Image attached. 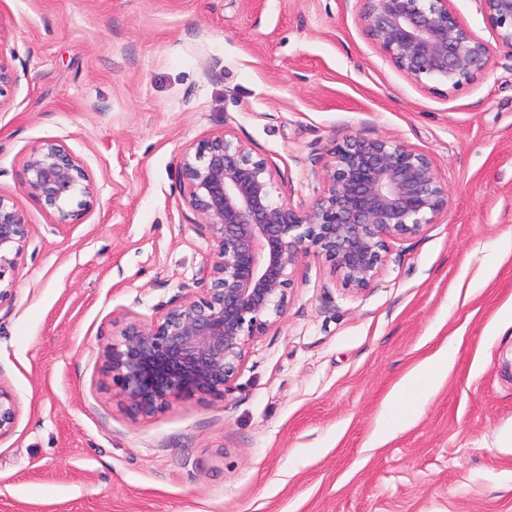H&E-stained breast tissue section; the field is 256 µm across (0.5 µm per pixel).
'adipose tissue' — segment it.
<instances>
[{"instance_id":"ef3b65f1","label":"adipose tissue","mask_w":512,"mask_h":512,"mask_svg":"<svg viewBox=\"0 0 512 512\" xmlns=\"http://www.w3.org/2000/svg\"><path fill=\"white\" fill-rule=\"evenodd\" d=\"M451 353L440 349L418 366L394 390L380 429L388 433L416 418L437 384L447 375Z\"/></svg>"}]
</instances>
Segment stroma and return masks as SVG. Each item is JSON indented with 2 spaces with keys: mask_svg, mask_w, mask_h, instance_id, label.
Here are the masks:
<instances>
[{
  "mask_svg": "<svg viewBox=\"0 0 512 512\" xmlns=\"http://www.w3.org/2000/svg\"><path fill=\"white\" fill-rule=\"evenodd\" d=\"M488 71L421 85L366 35L359 0H0V197L32 226L0 299V512H512V46L478 0ZM232 130L308 205L336 144L391 136L432 159L448 207L391 243L374 287L304 259L288 311L228 391L135 413L107 351L196 288L207 238L182 154ZM96 202L60 220L22 188L46 141ZM422 413L377 434L395 386L444 345ZM20 405L10 389L0 384V439L10 436L19 421Z\"/></svg>",
  "mask_w": 512,
  "mask_h": 512,
  "instance_id": "stroma-1",
  "label": "stroma"
}]
</instances>
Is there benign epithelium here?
I'll list each match as a JSON object with an SVG mask.
<instances>
[{
	"label": "benign epithelium",
	"mask_w": 512,
	"mask_h": 512,
	"mask_svg": "<svg viewBox=\"0 0 512 512\" xmlns=\"http://www.w3.org/2000/svg\"><path fill=\"white\" fill-rule=\"evenodd\" d=\"M367 36L417 83L459 88L484 75L492 46L462 26L450 0H360ZM499 41L512 46V0H479ZM180 167L187 206L210 242L205 287L149 324L130 322L108 351L112 378L140 414L225 391L256 336L286 313L302 261L325 258L343 289L360 294L381 276L392 241L422 233L448 207V187L423 152L381 136L351 135L336 145L322 190L308 206L275 197L268 160L223 130L186 151ZM22 186L65 220L96 201L84 161L48 141L23 162ZM32 225L0 198V299L15 284ZM20 405L0 384V439Z\"/></svg>",
	"instance_id": "7a95c632"
}]
</instances>
